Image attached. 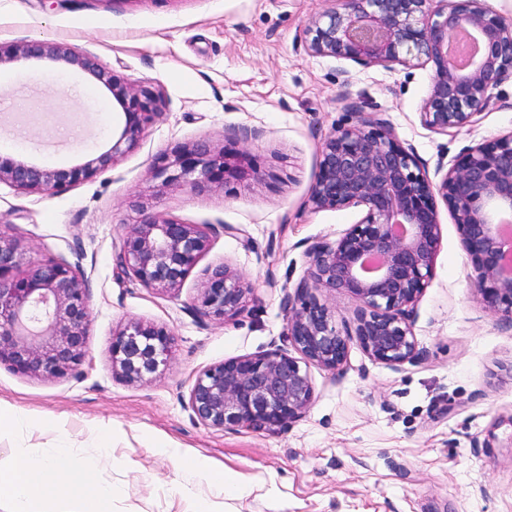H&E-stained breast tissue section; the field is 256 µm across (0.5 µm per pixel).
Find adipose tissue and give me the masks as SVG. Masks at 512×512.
Wrapping results in <instances>:
<instances>
[{"instance_id": "1", "label": "adipose tissue", "mask_w": 512, "mask_h": 512, "mask_svg": "<svg viewBox=\"0 0 512 512\" xmlns=\"http://www.w3.org/2000/svg\"><path fill=\"white\" fill-rule=\"evenodd\" d=\"M67 442L42 454L19 453L12 466L0 468V500L13 512H46L50 488L64 484L67 497L56 512H112V489L100 481L96 457L71 462Z\"/></svg>"}]
</instances>
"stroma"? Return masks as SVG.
I'll return each mask as SVG.
<instances>
[{
    "mask_svg": "<svg viewBox=\"0 0 512 512\" xmlns=\"http://www.w3.org/2000/svg\"><path fill=\"white\" fill-rule=\"evenodd\" d=\"M326 0H0V47L27 41L90 51L134 87L164 98L160 116L116 164L55 195L0 183V225L28 257L80 262L89 286V355L56 380L0 366V401L31 422L0 432V465L18 449L37 454L67 435L75 458L98 454L95 431H112L99 454L112 512H512V323L485 306L453 216L436 205L442 244L417 304L421 358L400 369L351 345L342 370L309 366L315 394L305 416L276 434L220 431L185 407L199 371L269 349L287 320L284 286L305 276L308 245L335 240L359 209H312L319 151L356 113H381L428 166L512 132V78L465 125L426 127L421 105L433 68L363 67L311 54L304 32ZM125 117L89 75L40 62L0 64V156L70 168L112 144ZM206 141L244 154L264 179L214 183L197 195L159 187L165 154ZM206 226L208 250L175 293L143 288L125 273L119 242L143 215L129 204ZM234 233H225V225ZM227 263L253 286L243 312L218 321L192 305L202 268ZM167 328L173 355L140 383L112 371V335L128 320ZM51 417L60 432L42 428ZM202 456L243 485L202 481L178 490L169 449Z\"/></svg>",
    "mask_w": 512,
    "mask_h": 512,
    "instance_id": "35a3bbf8",
    "label": "stroma"
}]
</instances>
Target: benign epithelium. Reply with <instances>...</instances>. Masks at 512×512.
I'll return each instance as SVG.
<instances>
[{
  "label": "benign epithelium",
  "instance_id": "1",
  "mask_svg": "<svg viewBox=\"0 0 512 512\" xmlns=\"http://www.w3.org/2000/svg\"><path fill=\"white\" fill-rule=\"evenodd\" d=\"M330 7L306 30L308 51L362 66L430 63L434 75L422 105L425 126L446 131L489 108L492 90L512 77V26L486 0H329ZM475 41L464 66L449 63L461 33ZM47 59L78 69L101 83L125 111L126 121L110 149L70 169H46L32 161L0 159V183L53 195L111 168L140 139L163 105L152 89H137L104 67L89 51L35 41L0 55V63ZM433 180L426 163L403 146L379 115L328 136L320 149L309 202L314 209L355 207L362 217L334 240L305 250L306 275L285 292L288 319L282 345L208 366L198 373L185 406L191 417L216 430L274 434L300 419L314 387L304 364L341 369L351 343L372 361L398 369L420 359L413 325L415 303L431 280L442 243L436 207L451 208L476 273L474 285L488 310L512 323V241L502 219L512 216V132L461 153ZM258 183L263 175L240 154L215 150L206 141L167 155L158 164L162 183L195 193L209 191L216 175ZM135 206L144 219L120 246L125 271L143 287L178 290L209 248L195 224ZM0 227V365L37 379L75 371L88 355V283L80 263L53 258L31 261L25 247ZM378 262L370 271L366 263ZM251 286L226 263L206 267L194 307L201 318L225 320L243 308ZM344 292L358 303L354 327L342 330L318 293ZM172 334L162 326L128 321L112 336V369L128 383L142 382L167 365ZM293 348L300 357L288 353Z\"/></svg>",
  "mask_w": 512,
  "mask_h": 512
}]
</instances>
